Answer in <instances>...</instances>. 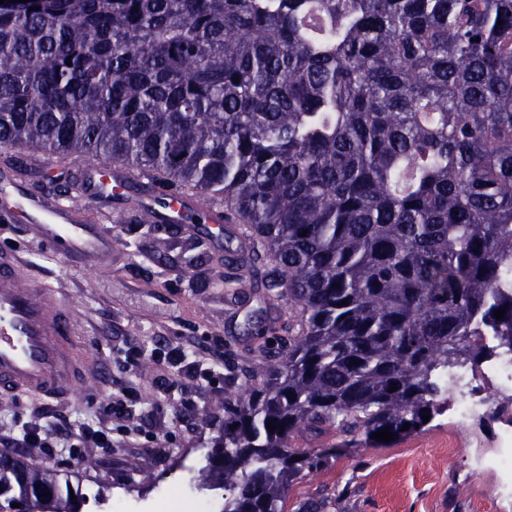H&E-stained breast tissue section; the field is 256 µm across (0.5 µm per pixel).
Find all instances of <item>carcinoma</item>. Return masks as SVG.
I'll return each mask as SVG.
<instances>
[{
  "label": "carcinoma",
  "instance_id": "1",
  "mask_svg": "<svg viewBox=\"0 0 512 512\" xmlns=\"http://www.w3.org/2000/svg\"><path fill=\"white\" fill-rule=\"evenodd\" d=\"M15 149L224 205L253 242L235 287L295 312L262 380L202 412L219 512H284L336 447L299 436L410 433L447 409L440 373L512 348V0H5ZM0 498L88 503L21 455Z\"/></svg>",
  "mask_w": 512,
  "mask_h": 512
}]
</instances>
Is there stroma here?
Wrapping results in <instances>:
<instances>
[{"mask_svg": "<svg viewBox=\"0 0 512 512\" xmlns=\"http://www.w3.org/2000/svg\"><path fill=\"white\" fill-rule=\"evenodd\" d=\"M80 155L46 161L26 150L0 155V184H18L30 192L53 198L54 185L65 184L67 170L86 165ZM150 194L95 206L78 204V219L91 220L127 246L83 264H69L38 246L22 218H0V251L25 267L29 283L55 291L75 315V332L88 352L90 381L75 396L59 404L29 397L10 399L0 420L16 424L42 417L96 424L110 391L128 384L137 388L143 406L131 421L140 447L124 442L122 431L112 433L111 452L93 451L97 467L75 466L67 454L47 460L34 451L26 457L33 466L58 472L75 490L100 482L112 486L110 512H165L158 499L165 489L186 486L208 436L196 410L223 395L230 372L244 366L262 372V348L275 344L273 336H246L241 326L252 312L266 320L284 317L281 301L253 299L235 304L227 298L226 277L240 274L247 247L237 240V225H198V237L211 241L207 256L189 267L180 248L188 235L158 225L146 235L130 233L142 204ZM182 346L198 354L215 370L211 384L199 392H163L161 380H174V370L159 364L154 352ZM143 355L136 370H128L132 348ZM187 398L192 412L171 422V407ZM157 410L170 426L156 439L147 413ZM504 427L479 413L466 420L444 412L432 422L399 440L383 445L359 442L337 449L304 471L288 492L286 512H312L327 502L326 512H512V469L502 459Z\"/></svg>", "mask_w": 512, "mask_h": 512, "instance_id": "obj_1", "label": "stroma"}]
</instances>
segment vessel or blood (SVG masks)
<instances>
[{
  "label": "vessel or blood",
  "mask_w": 512,
  "mask_h": 512,
  "mask_svg": "<svg viewBox=\"0 0 512 512\" xmlns=\"http://www.w3.org/2000/svg\"><path fill=\"white\" fill-rule=\"evenodd\" d=\"M75 177L85 202L109 197L99 168L77 170ZM0 213L25 219L38 242L59 258H91L112 248L111 234L100 225L78 223L66 202L51 204L19 187L0 193ZM85 378L71 307L49 289L28 284L16 260L0 252V395L63 399Z\"/></svg>",
  "instance_id": "vessel-or-blood-1"
}]
</instances>
